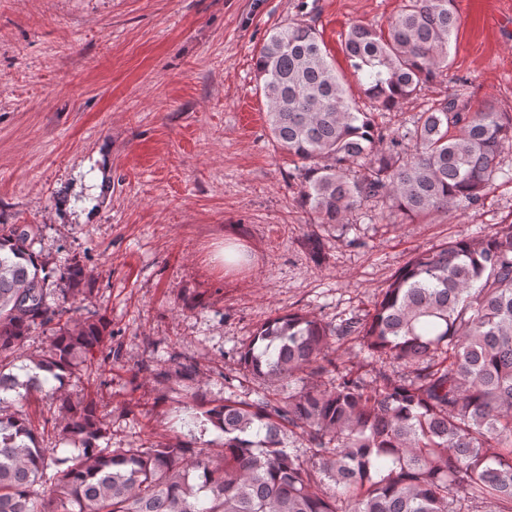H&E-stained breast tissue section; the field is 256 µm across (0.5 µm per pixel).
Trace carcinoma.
Segmentation results:
<instances>
[{"label": "carcinoma", "instance_id": "cac0c4a2", "mask_svg": "<svg viewBox=\"0 0 512 512\" xmlns=\"http://www.w3.org/2000/svg\"><path fill=\"white\" fill-rule=\"evenodd\" d=\"M460 24L454 0H404L385 31L351 25L342 51L364 94L391 111L448 77ZM255 71L313 225L350 229L368 201L412 221L475 209L512 175L501 160L512 112L474 111L457 89L388 133L353 106L308 23L274 28ZM39 232L0 224V512H512V221L416 252L364 314L261 325L239 362L277 392L204 412L224 433L219 459L171 441L104 447L97 404L59 390L42 427L73 452L43 446L7 394L41 390L37 371H106L113 335L104 316L78 315L94 293L86 265L48 267ZM38 329L50 343L31 375L4 373ZM347 338L364 363L338 361Z\"/></svg>", "mask_w": 512, "mask_h": 512}]
</instances>
